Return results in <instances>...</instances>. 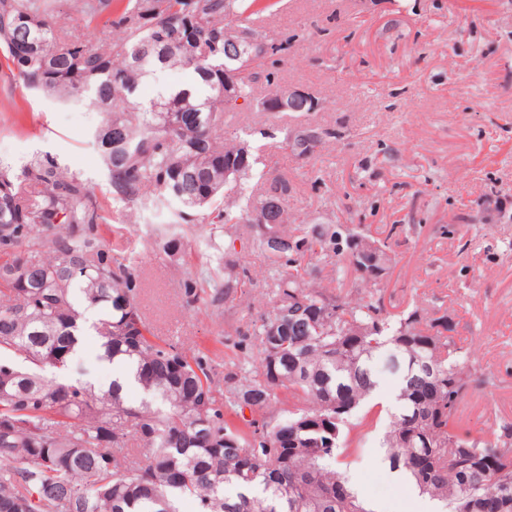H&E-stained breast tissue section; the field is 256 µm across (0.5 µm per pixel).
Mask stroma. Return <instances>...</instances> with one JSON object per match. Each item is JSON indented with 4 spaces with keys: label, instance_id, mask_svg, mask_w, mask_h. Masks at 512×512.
<instances>
[{
    "label": "stroma",
    "instance_id": "35a3bbf8",
    "mask_svg": "<svg viewBox=\"0 0 512 512\" xmlns=\"http://www.w3.org/2000/svg\"><path fill=\"white\" fill-rule=\"evenodd\" d=\"M265 30L294 34L277 66L278 84L317 104L313 117L335 130L333 145L291 156L280 120L264 112L229 117L227 136H254L259 183L285 176L300 217L359 224L388 235L392 249L385 310L420 305L445 313L454 335L473 346L488 382H474L460 408L472 431L512 421V220L487 201L512 198V0H278ZM102 115L30 95L0 67V159L50 153L91 185L108 222L101 234L139 273V307L160 339L212 360L216 392L224 366L251 355L238 333L271 306L264 255L247 224L205 232L170 224L168 211L113 202L90 132ZM178 235L181 250L162 244ZM242 252L252 276L218 304L188 303L184 269L224 272V250ZM348 475L375 512H426L424 497L391 473L368 437Z\"/></svg>",
    "mask_w": 512,
    "mask_h": 512
}]
</instances>
